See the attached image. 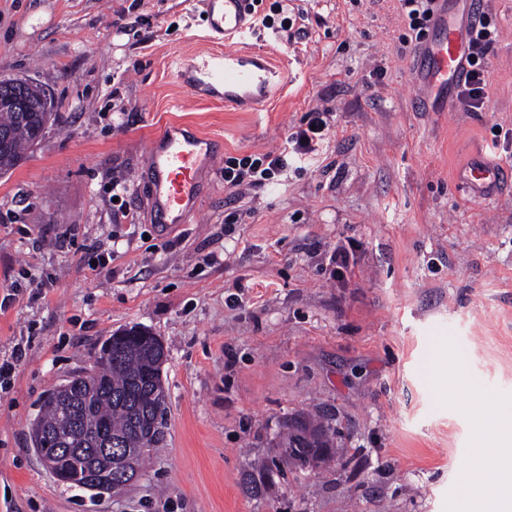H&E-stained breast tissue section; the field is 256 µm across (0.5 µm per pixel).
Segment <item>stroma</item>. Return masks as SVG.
Returning <instances> with one entry per match:
<instances>
[{
  "label": "stroma",
  "instance_id": "35a3bbf8",
  "mask_svg": "<svg viewBox=\"0 0 512 512\" xmlns=\"http://www.w3.org/2000/svg\"><path fill=\"white\" fill-rule=\"evenodd\" d=\"M287 4L288 29L238 39L284 74L254 112L193 100L174 75L209 47V0H0V78L43 86L56 114L0 172V359L27 349L0 387V512H468L478 445L496 481L512 171L493 205L456 173L478 147L512 161V0H482L497 36L475 112L416 106L427 40L399 0ZM315 109L333 114L319 156L225 188L224 158L281 151ZM175 124L221 159L171 227L146 162ZM236 210L246 222L225 223ZM134 326L167 349L166 445L122 492L68 487L32 448L40 401ZM303 417L345 456L288 458L280 436Z\"/></svg>",
  "mask_w": 512,
  "mask_h": 512
}]
</instances>
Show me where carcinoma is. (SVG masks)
Segmentation results:
<instances>
[{
    "mask_svg": "<svg viewBox=\"0 0 512 512\" xmlns=\"http://www.w3.org/2000/svg\"><path fill=\"white\" fill-rule=\"evenodd\" d=\"M18 89L16 81L0 79V172L15 167L26 151L41 141L51 124L52 113L44 111L37 94L28 95L27 111L19 112L4 104L10 92ZM166 349L160 339L144 331L139 334L114 335L106 340L94 364L73 377L68 389L53 400L44 399L35 422L44 432H63L65 441L52 444L61 448H93V437H112V447L131 449L134 466L130 474L104 475L96 483L86 481L79 457L59 459L60 467L71 479L68 485L97 493L123 488L136 474L145 454L164 441L165 390L161 370ZM71 402L76 410V428L63 431L60 407ZM290 458H306L309 449L333 448L322 429L301 424L283 440Z\"/></svg>",
    "mask_w": 512,
    "mask_h": 512,
    "instance_id": "1",
    "label": "carcinoma"
}]
</instances>
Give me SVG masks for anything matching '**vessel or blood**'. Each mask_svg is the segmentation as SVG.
<instances>
[{"mask_svg":"<svg viewBox=\"0 0 512 512\" xmlns=\"http://www.w3.org/2000/svg\"><path fill=\"white\" fill-rule=\"evenodd\" d=\"M208 24L212 32L230 38L247 30L248 16L257 0H210ZM435 37L422 55L418 85L422 100L447 93L464 76L467 26L460 15L476 13L479 0H435ZM176 76L189 82L194 93L221 94L225 104L262 103L283 81L284 76L264 56L247 49L210 50L185 55L177 61ZM212 138L172 127L153 142L147 159L150 186L166 223L182 224L199 191L203 172L216 156ZM458 178L473 192L488 189L499 178L496 166L483 151H476Z\"/></svg>","mask_w":512,"mask_h":512,"instance_id":"vessel-or-blood-1","label":"vessel or blood"}]
</instances>
